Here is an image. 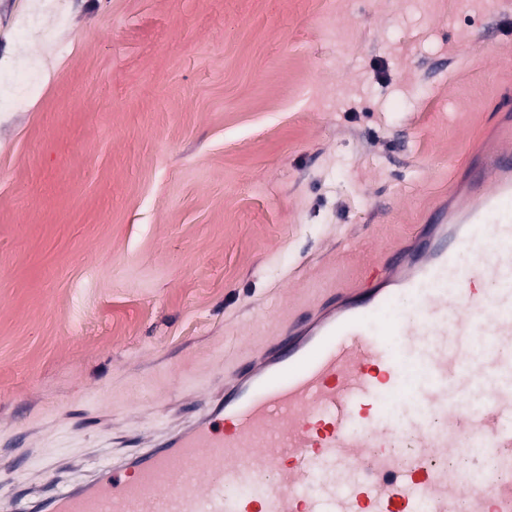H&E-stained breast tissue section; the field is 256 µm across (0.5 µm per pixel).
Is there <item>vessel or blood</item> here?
<instances>
[{"mask_svg":"<svg viewBox=\"0 0 512 512\" xmlns=\"http://www.w3.org/2000/svg\"><path fill=\"white\" fill-rule=\"evenodd\" d=\"M498 138L414 252L279 324L190 424L37 512H455L464 494L471 512H512V126ZM410 348L429 375L399 414L386 400ZM447 454L469 468L437 465Z\"/></svg>","mask_w":512,"mask_h":512,"instance_id":"obj_1","label":"vessel or blood"}]
</instances>
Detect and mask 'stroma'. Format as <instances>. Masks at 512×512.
Segmentation results:
<instances>
[{
  "label": "stroma",
  "instance_id": "stroma-1",
  "mask_svg": "<svg viewBox=\"0 0 512 512\" xmlns=\"http://www.w3.org/2000/svg\"><path fill=\"white\" fill-rule=\"evenodd\" d=\"M0 0V497L139 452L364 283L512 86V0Z\"/></svg>",
  "mask_w": 512,
  "mask_h": 512
}]
</instances>
